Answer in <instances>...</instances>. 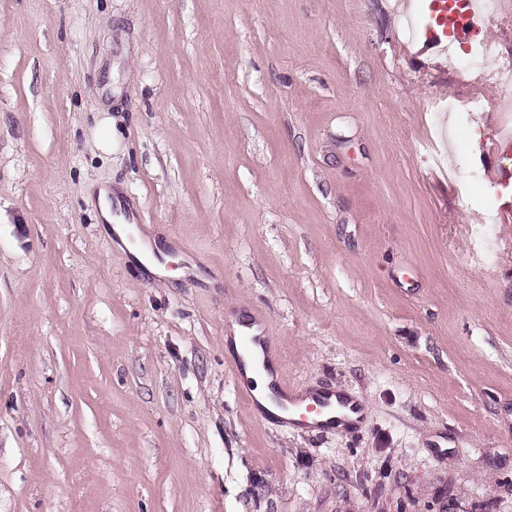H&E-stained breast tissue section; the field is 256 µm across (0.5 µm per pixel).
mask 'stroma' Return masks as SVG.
Segmentation results:
<instances>
[{"mask_svg":"<svg viewBox=\"0 0 512 512\" xmlns=\"http://www.w3.org/2000/svg\"><path fill=\"white\" fill-rule=\"evenodd\" d=\"M411 2L0 0V512H512V176ZM254 314L359 427L257 418Z\"/></svg>","mask_w":512,"mask_h":512,"instance_id":"35a3bbf8","label":"stroma"}]
</instances>
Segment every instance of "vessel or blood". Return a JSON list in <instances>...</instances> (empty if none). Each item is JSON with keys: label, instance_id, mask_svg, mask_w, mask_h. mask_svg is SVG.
<instances>
[{"label": "vessel or blood", "instance_id": "vessel-or-blood-1", "mask_svg": "<svg viewBox=\"0 0 512 512\" xmlns=\"http://www.w3.org/2000/svg\"><path fill=\"white\" fill-rule=\"evenodd\" d=\"M242 354L235 363V374L247 368L269 369L275 347L261 318H251L242 336ZM270 408L262 409L261 419L280 420L310 431L348 429L355 425L361 405L354 397L336 390L302 392L284 385L279 378L270 383Z\"/></svg>", "mask_w": 512, "mask_h": 512}]
</instances>
